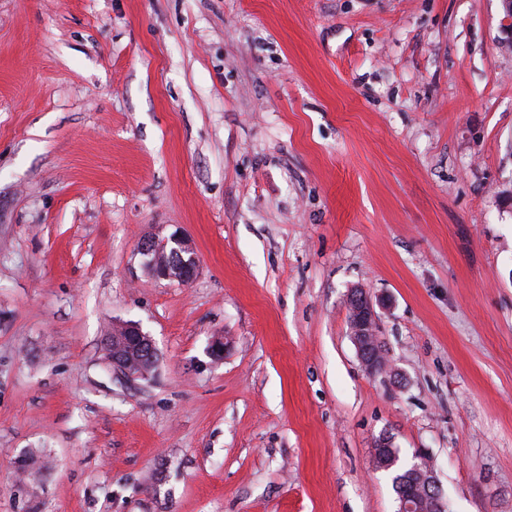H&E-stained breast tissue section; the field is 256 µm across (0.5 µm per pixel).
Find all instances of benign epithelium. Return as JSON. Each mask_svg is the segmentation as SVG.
Returning a JSON list of instances; mask_svg holds the SVG:
<instances>
[{"label":"benign epithelium","mask_w":512,"mask_h":512,"mask_svg":"<svg viewBox=\"0 0 512 512\" xmlns=\"http://www.w3.org/2000/svg\"><path fill=\"white\" fill-rule=\"evenodd\" d=\"M140 251L148 257L147 267L159 278L190 282L198 269V257L190 240L174 233L161 243L147 239ZM351 337L362 364L370 373L386 368L382 346L376 336L377 315L366 289L355 288L348 299ZM112 368L127 379L146 378L159 361L155 342L134 323L121 324L103 338ZM409 472L416 478L418 492H398L397 512H447L448 504L432 467L415 464Z\"/></svg>","instance_id":"1"}]
</instances>
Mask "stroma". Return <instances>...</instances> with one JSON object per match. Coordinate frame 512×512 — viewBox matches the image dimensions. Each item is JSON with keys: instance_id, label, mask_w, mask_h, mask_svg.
<instances>
[{"instance_id": "1", "label": "stroma", "mask_w": 512, "mask_h": 512, "mask_svg": "<svg viewBox=\"0 0 512 512\" xmlns=\"http://www.w3.org/2000/svg\"><path fill=\"white\" fill-rule=\"evenodd\" d=\"M176 232L186 284L139 251ZM424 455L512 512L502 0H0V512H397ZM348 305L351 337L362 364L370 373L383 371L386 368V359L376 336L377 315L366 289H353ZM112 368L127 379L146 378L159 361L155 342L134 323L119 325L103 338Z\"/></svg>"}]
</instances>
